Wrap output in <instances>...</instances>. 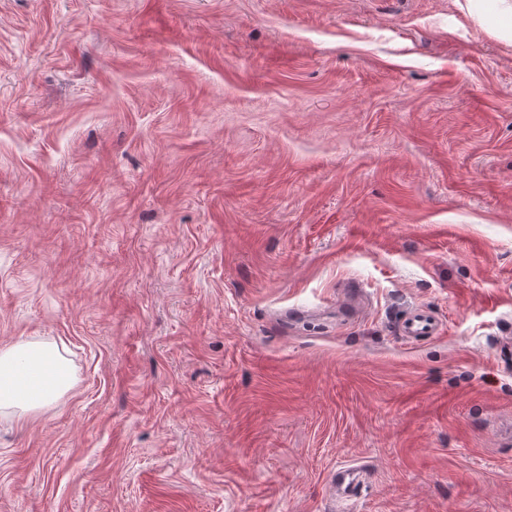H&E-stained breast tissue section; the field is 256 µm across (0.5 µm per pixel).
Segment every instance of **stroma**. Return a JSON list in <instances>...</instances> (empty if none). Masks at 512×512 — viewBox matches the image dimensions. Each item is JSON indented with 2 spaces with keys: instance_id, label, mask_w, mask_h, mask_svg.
I'll return each mask as SVG.
<instances>
[{
  "instance_id": "stroma-1",
  "label": "stroma",
  "mask_w": 512,
  "mask_h": 512,
  "mask_svg": "<svg viewBox=\"0 0 512 512\" xmlns=\"http://www.w3.org/2000/svg\"><path fill=\"white\" fill-rule=\"evenodd\" d=\"M510 23L0 0V347L75 376L0 416V512H340L350 462L349 512H512ZM438 318L422 308L406 310L398 317L396 333L407 341H416L424 336H436L440 330ZM362 469L356 464H347L336 470L332 477L333 491L339 498H350L353 496L351 488L356 485L362 475Z\"/></svg>"
}]
</instances>
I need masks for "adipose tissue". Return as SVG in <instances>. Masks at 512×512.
Listing matches in <instances>:
<instances>
[{
	"label": "adipose tissue",
	"mask_w": 512,
	"mask_h": 512,
	"mask_svg": "<svg viewBox=\"0 0 512 512\" xmlns=\"http://www.w3.org/2000/svg\"><path fill=\"white\" fill-rule=\"evenodd\" d=\"M74 385L67 360L48 342L0 348V415L42 409Z\"/></svg>",
	"instance_id": "ef3b65f1"
}]
</instances>
